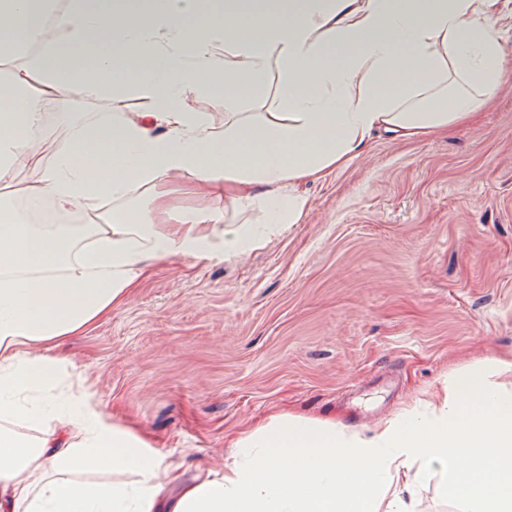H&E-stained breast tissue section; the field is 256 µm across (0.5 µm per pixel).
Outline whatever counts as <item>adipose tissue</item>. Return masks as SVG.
<instances>
[{
    "label": "adipose tissue",
    "mask_w": 512,
    "mask_h": 512,
    "mask_svg": "<svg viewBox=\"0 0 512 512\" xmlns=\"http://www.w3.org/2000/svg\"><path fill=\"white\" fill-rule=\"evenodd\" d=\"M501 18L500 0H0V512H416L435 476L465 512H512V359L452 371L366 435L270 414L185 483L52 354L154 261L235 258L302 223L300 185L374 136L475 117L512 75ZM219 94L223 119L186 105ZM95 98L109 115L66 111ZM29 168L37 180L14 183ZM175 192L198 202L176 221ZM17 199L89 221L33 224Z\"/></svg>",
    "instance_id": "1"
}]
</instances>
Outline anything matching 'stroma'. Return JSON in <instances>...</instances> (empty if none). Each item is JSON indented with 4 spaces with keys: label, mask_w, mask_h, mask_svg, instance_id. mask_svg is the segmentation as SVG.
Listing matches in <instances>:
<instances>
[{
    "label": "stroma",
    "mask_w": 512,
    "mask_h": 512,
    "mask_svg": "<svg viewBox=\"0 0 512 512\" xmlns=\"http://www.w3.org/2000/svg\"><path fill=\"white\" fill-rule=\"evenodd\" d=\"M232 260L173 257L61 353L184 479L274 410L367 430L454 367L512 356V79L476 121L380 136Z\"/></svg>",
    "instance_id": "35a3bbf8"
}]
</instances>
